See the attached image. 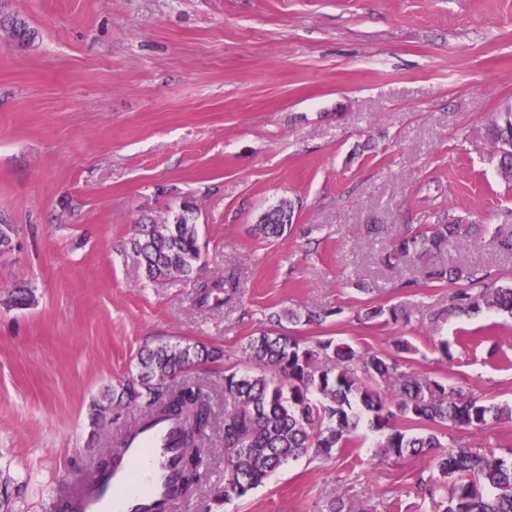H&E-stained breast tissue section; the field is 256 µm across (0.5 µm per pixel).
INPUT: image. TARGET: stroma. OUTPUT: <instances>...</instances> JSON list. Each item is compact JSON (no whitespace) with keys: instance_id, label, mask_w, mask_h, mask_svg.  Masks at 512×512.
<instances>
[{"instance_id":"stroma-1","label":"stroma","mask_w":512,"mask_h":512,"mask_svg":"<svg viewBox=\"0 0 512 512\" xmlns=\"http://www.w3.org/2000/svg\"><path fill=\"white\" fill-rule=\"evenodd\" d=\"M37 32L0 30V498L11 512H64L62 500L137 425L131 408L91 424L93 401L159 342L202 343L222 358L190 370L224 417V372L285 307L324 313L284 323L404 363L489 404H512V317L432 322L455 284L380 261L422 215L512 209L487 126L512 105V0H0ZM198 208L193 278L145 281L130 249L142 222ZM289 201L282 237L259 236ZM371 224L384 233L368 232ZM448 260L512 283V255L478 239ZM234 276L220 305L197 283ZM20 283L26 309L4 306ZM410 322L358 318L368 305ZM448 342L443 356L440 342ZM442 443L512 450V419L481 432L437 428ZM332 458L289 462L247 496L223 500L215 431L196 496L180 512H324L342 494L429 512L416 493L428 458L383 461L379 432ZM293 213L291 203L282 202L261 216L256 230L266 238H278L283 235L286 225L291 223Z\"/></svg>"}]
</instances>
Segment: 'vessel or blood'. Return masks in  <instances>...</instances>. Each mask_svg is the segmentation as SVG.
Listing matches in <instances>:
<instances>
[{
  "instance_id": "obj_1",
  "label": "vessel or blood",
  "mask_w": 512,
  "mask_h": 512,
  "mask_svg": "<svg viewBox=\"0 0 512 512\" xmlns=\"http://www.w3.org/2000/svg\"><path fill=\"white\" fill-rule=\"evenodd\" d=\"M177 423L164 418L126 435L104 471L84 478L71 512H177Z\"/></svg>"
}]
</instances>
